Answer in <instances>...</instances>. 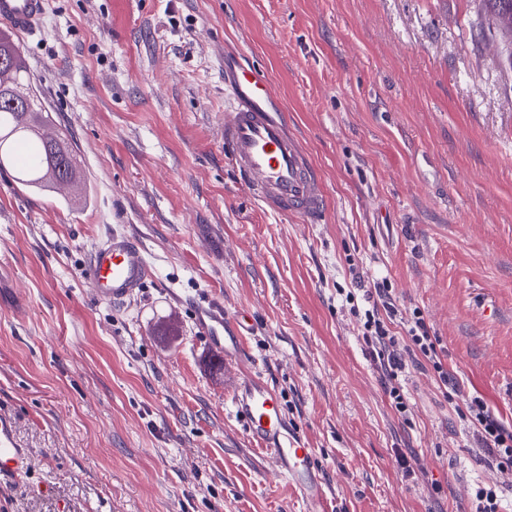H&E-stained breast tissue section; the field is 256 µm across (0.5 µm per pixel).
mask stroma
Masks as SVG:
<instances>
[{"instance_id":"obj_1","label":"stroma","mask_w":512,"mask_h":512,"mask_svg":"<svg viewBox=\"0 0 512 512\" xmlns=\"http://www.w3.org/2000/svg\"><path fill=\"white\" fill-rule=\"evenodd\" d=\"M16 38L81 181L0 171V411L33 466L0 512H304L227 389L263 377L313 448L330 512H469L512 467L468 399L512 425V69L480 0H49ZM267 74L319 169L326 218L255 200L224 157V64ZM144 248L129 302L83 277L108 234ZM460 386L404 352L393 407L365 345L377 283ZM249 311L236 360L201 332ZM406 456L401 469L397 455ZM473 432L483 447L499 461V465L512 464V430L505 428L477 398L468 404Z\"/></svg>"}]
</instances>
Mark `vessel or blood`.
Listing matches in <instances>:
<instances>
[{
    "instance_id": "vessel-or-blood-1",
    "label": "vessel or blood",
    "mask_w": 512,
    "mask_h": 512,
    "mask_svg": "<svg viewBox=\"0 0 512 512\" xmlns=\"http://www.w3.org/2000/svg\"><path fill=\"white\" fill-rule=\"evenodd\" d=\"M48 0H0V23L28 36L44 16ZM224 154L250 193L271 210L321 223L326 214L324 187L300 141L288 131L264 73L245 66L224 70ZM150 268L140 244L124 234L112 236L90 253L85 277L97 299L107 303L131 300L143 287ZM241 311L201 310L199 320L211 342L243 348ZM236 413L248 436L272 458L275 468L299 491L305 512H329L323 475L312 449L292 435L279 397L261 377L243 376L230 391ZM32 465L29 449L21 447L10 416L0 413V483H13Z\"/></svg>"
}]
</instances>
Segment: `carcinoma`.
<instances>
[{"label":"carcinoma","mask_w":512,"mask_h":512,"mask_svg":"<svg viewBox=\"0 0 512 512\" xmlns=\"http://www.w3.org/2000/svg\"><path fill=\"white\" fill-rule=\"evenodd\" d=\"M488 30L499 36L506 61L512 65V0H483ZM0 56L11 59L0 69V170L11 167L16 181L35 191L76 177L75 150L59 136L48 135L51 123L36 93L29 87L20 52L0 35ZM19 105H12L13 100Z\"/></svg>","instance_id":"1"}]
</instances>
